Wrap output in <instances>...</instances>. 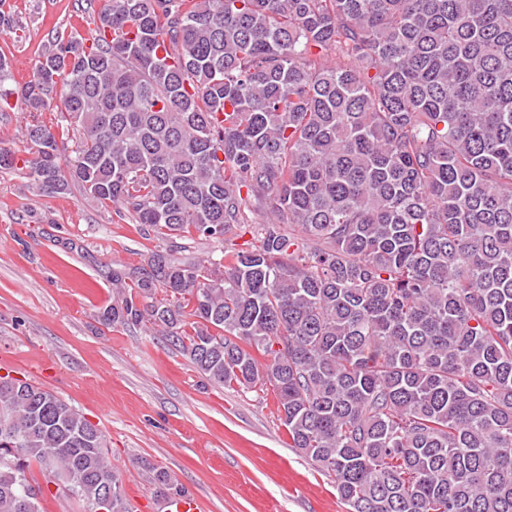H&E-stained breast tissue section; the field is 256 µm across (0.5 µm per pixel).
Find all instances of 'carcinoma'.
<instances>
[{
    "mask_svg": "<svg viewBox=\"0 0 512 512\" xmlns=\"http://www.w3.org/2000/svg\"><path fill=\"white\" fill-rule=\"evenodd\" d=\"M95 26L22 85L0 54L1 102L79 130L70 154L35 118L0 169L220 252L112 270L99 322L273 386L350 512H512V0H104ZM1 422L0 512H42L34 463L130 512L79 409L0 377Z\"/></svg>",
    "mask_w": 512,
    "mask_h": 512,
    "instance_id": "carcinoma-1",
    "label": "carcinoma"
}]
</instances>
